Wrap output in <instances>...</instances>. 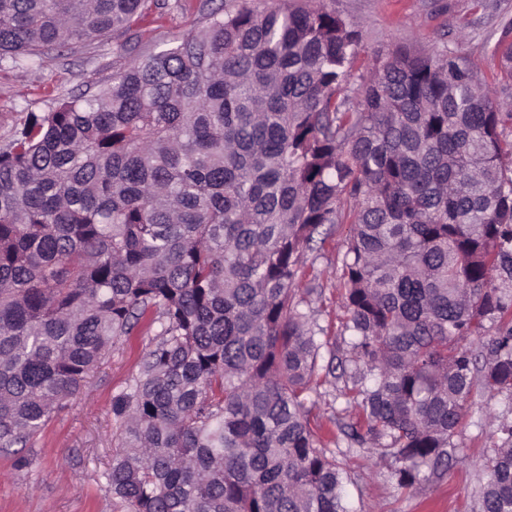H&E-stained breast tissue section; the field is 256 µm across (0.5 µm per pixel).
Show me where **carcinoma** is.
Masks as SVG:
<instances>
[{
	"label": "carcinoma",
	"mask_w": 512,
	"mask_h": 512,
	"mask_svg": "<svg viewBox=\"0 0 512 512\" xmlns=\"http://www.w3.org/2000/svg\"><path fill=\"white\" fill-rule=\"evenodd\" d=\"M206 25L61 98L0 145V448H24L145 316L112 397L105 479L128 512H354L308 398L334 372L294 302L350 224L341 334L398 485L450 464L474 394L512 393V22L501 88L406 45L350 81L360 21L320 0H205ZM167 0H0V63L126 35ZM481 343V355L464 345ZM480 512H512V425Z\"/></svg>",
	"instance_id": "carcinoma-1"
}]
</instances>
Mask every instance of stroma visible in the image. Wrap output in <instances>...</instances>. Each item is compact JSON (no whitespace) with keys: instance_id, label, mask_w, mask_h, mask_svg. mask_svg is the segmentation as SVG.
Wrapping results in <instances>:
<instances>
[{"instance_id":"1","label":"stroma","mask_w":512,"mask_h":512,"mask_svg":"<svg viewBox=\"0 0 512 512\" xmlns=\"http://www.w3.org/2000/svg\"><path fill=\"white\" fill-rule=\"evenodd\" d=\"M338 13L365 24L362 49L351 74L359 76L378 52L408 44L429 53L441 47L466 57L490 84H497L499 58L494 47L512 0H327ZM202 0H179L162 19L133 32L142 51H156L173 39L201 28ZM129 58L116 38L73 47L68 55L50 51L31 67L0 66V142L22 127L29 113L50 111L68 93L97 89ZM350 227L327 225L305 257L294 292L303 312L316 319L321 340L336 344L337 361L350 357L339 338L346 314L336 286V268ZM320 286L321 295L311 294ZM155 333L140 321L133 335L116 343L86 385L46 424L31 446L0 450V512H122L103 477L112 463L116 425L112 398L136 376L142 350ZM346 375H337L313 397L308 416L326 448L344 461L346 491L356 512H479L485 482L475 461L493 454L497 430L512 424V395L476 393L454 437L458 461L441 475L412 488L400 487L394 461L376 447L352 444L339 427L356 422L345 396Z\"/></svg>"}]
</instances>
